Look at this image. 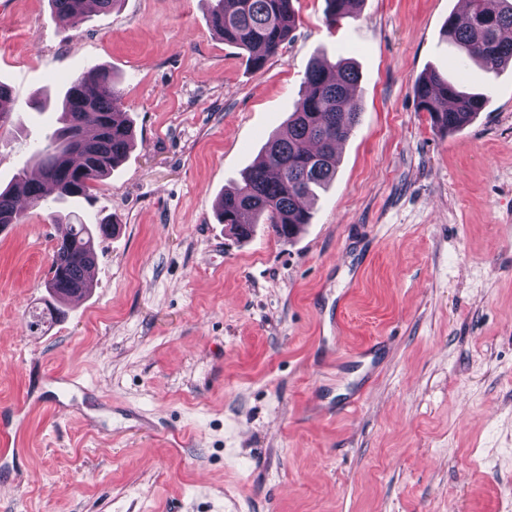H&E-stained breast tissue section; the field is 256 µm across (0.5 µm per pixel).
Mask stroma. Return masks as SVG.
<instances>
[{
	"mask_svg": "<svg viewBox=\"0 0 512 512\" xmlns=\"http://www.w3.org/2000/svg\"><path fill=\"white\" fill-rule=\"evenodd\" d=\"M296 27L259 70L206 0H121L68 28L49 0H0L13 95L0 187L37 167V107L99 65L134 146L90 198L0 233V512H512V65L442 32L460 0H365ZM354 61L360 115L291 243L236 241L224 192L284 133L315 54ZM484 94L444 133L411 86ZM109 216L80 308L26 327L75 219ZM74 384L58 399L51 382ZM354 413H345L351 401ZM362 2L363 0H325L328 23L334 25L345 17L356 16Z\"/></svg>",
	"mask_w": 512,
	"mask_h": 512,
	"instance_id": "obj_1",
	"label": "stroma"
}]
</instances>
